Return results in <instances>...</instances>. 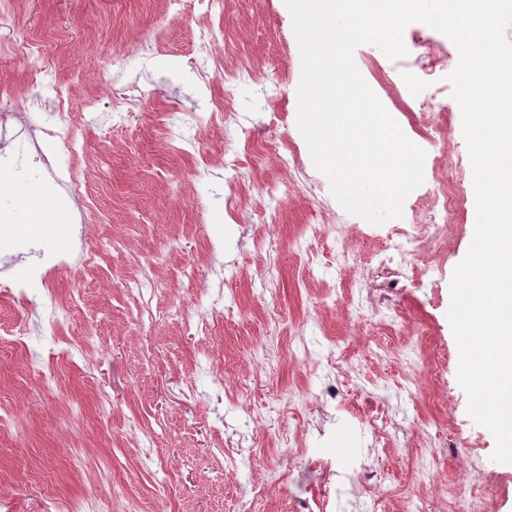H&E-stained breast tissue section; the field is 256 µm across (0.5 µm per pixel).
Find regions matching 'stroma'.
Returning a JSON list of instances; mask_svg holds the SVG:
<instances>
[{
  "label": "stroma",
  "mask_w": 512,
  "mask_h": 512,
  "mask_svg": "<svg viewBox=\"0 0 512 512\" xmlns=\"http://www.w3.org/2000/svg\"><path fill=\"white\" fill-rule=\"evenodd\" d=\"M16 20L15 35L26 39L47 28L67 31L62 51L17 61L0 71V92L19 97L31 71L44 89L62 86L70 110L79 114L86 146L70 163L91 198L84 210L90 226L87 250L96 259L75 326L93 346L76 367L44 388L37 373L19 370L15 360L0 361V404L13 406L24 424L0 438V471L14 480L22 512H64L69 499L91 500L121 482L142 512H405L414 501L423 512H446L447 490L467 456L483 466L474 483L496 487L493 500L475 502L476 512H512V464L492 461L495 439L468 412V397L458 381L459 349L447 318L451 279L467 254L476 220L472 171L460 176L461 210L447 247L421 251L407 274L381 264L382 249L397 250L386 225L353 215L345 244L358 251L357 268L337 274L320 265L313 277H301L292 256L307 215V200L284 202L271 224L235 223L224 206V162L241 140L259 133L276 143L297 145L311 179L327 178L313 165L297 128V87L301 57L291 14L284 0H224L223 14L192 0L176 15L166 0H0V18ZM206 26L224 30L222 68L246 61L254 68L275 66L281 77L277 103H270L259 80L240 82L231 104L236 124L200 125L203 88L187 63L196 50L195 34ZM160 37L161 49L143 60L131 51L133 37ZM121 58L140 85L160 98L179 99L183 110L168 118L146 104L132 119L133 135L111 136L107 121L112 98L107 83L112 61ZM365 82L404 134L426 154L434 149L417 131L414 104L428 93L426 82L398 83L383 89L382 72L394 65L377 46L354 52ZM197 135L199 149L180 160L170 144ZM18 167L11 195L0 207L19 210L8 239L0 241V266L9 265L14 290L0 287V311L26 320L30 337L25 355L38 362L56 348L42 336L47 314L44 297L56 311L70 308L78 287L75 270L31 275L29 255L35 243L59 254L73 245L68 229L77 210L65 200L53 223L41 220L22 191L39 185L27 145L11 147ZM205 203L203 223H195L192 203ZM256 237L275 238L280 251L276 292H265L260 270L266 262L255 252ZM121 241L113 249V241ZM151 261L155 292L139 299L127 286ZM236 264L238 277L224 287L241 312L235 322L210 314L196 297V280L210 266ZM369 294L378 303L371 322H362L345 291ZM150 308L153 324L139 320ZM206 315L213 333L182 327L177 311ZM300 330L308 357L300 364L280 360L262 368L251 359L254 345L285 351L290 332ZM423 359L419 388H406L405 358ZM223 373V403L211 399L214 371ZM341 410L321 415L329 397ZM359 400L382 406L396 416L400 432L377 439L362 428L345 403ZM295 439L278 445L279 433ZM247 437L263 449L257 462L229 466L215 449L216 435ZM150 443L155 462L143 467L140 449ZM436 449L441 489L413 481L417 460ZM362 468L384 472L381 491L353 498L336 495L348 472Z\"/></svg>",
  "instance_id": "stroma-1"
}]
</instances>
